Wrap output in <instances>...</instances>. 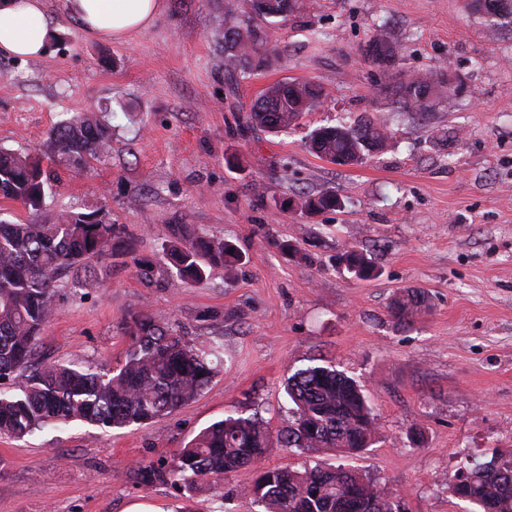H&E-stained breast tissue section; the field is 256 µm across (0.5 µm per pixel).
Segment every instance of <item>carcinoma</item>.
Instances as JSON below:
<instances>
[{"label":"carcinoma","instance_id":"carcinoma-1","mask_svg":"<svg viewBox=\"0 0 512 512\" xmlns=\"http://www.w3.org/2000/svg\"><path fill=\"white\" fill-rule=\"evenodd\" d=\"M303 7V0H266L263 6H252L251 16L224 28V50L235 60L241 79L271 66L275 48L269 30L277 14L296 17ZM387 78L385 92L394 103L420 112L430 109L439 89L449 85L441 70L411 81L393 72ZM273 89L274 96L260 95L239 116L241 132L286 133L303 115L299 100L311 111L325 97L314 82L278 83ZM383 128L370 118L322 126L310 134V147L330 163L351 156L359 165L370 156V144L387 139ZM48 141L49 159L80 169L111 149L108 127L83 113L53 126ZM48 176L39 158L0 153V199L28 210L25 220H0V381L19 380L14 388L0 390V434L20 439L75 421L124 429L172 413L208 386L216 363L190 347L171 324L145 310L129 314L123 322L129 343L113 369L94 370L78 358L33 363L39 335L57 314L55 296L60 289L98 279L103 258L136 252L124 226L104 214L51 213L45 203ZM338 202L335 193L326 191L304 196L301 207L319 213L337 208ZM166 256L178 279L197 282L205 278L207 268L230 263L236 251L221 239L185 229L170 241ZM342 257L361 280L375 271L372 260L355 249ZM420 307L421 299L408 294L393 303L391 314L408 323ZM285 391L293 404L288 426L274 434L255 416L229 413L179 450L170 478L189 491L205 480L217 487L256 464L275 444L347 454L371 445L375 424L363 389L332 363L296 370ZM449 492L476 507L475 512H512V458L467 460ZM242 498L248 508L261 505L265 512H394V501L372 480L332 465L262 468Z\"/></svg>","mask_w":512,"mask_h":512}]
</instances>
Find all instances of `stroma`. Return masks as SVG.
<instances>
[{"instance_id": "stroma-1", "label": "stroma", "mask_w": 512, "mask_h": 512, "mask_svg": "<svg viewBox=\"0 0 512 512\" xmlns=\"http://www.w3.org/2000/svg\"><path fill=\"white\" fill-rule=\"evenodd\" d=\"M229 4L245 14L251 0H163L154 25L123 42L85 35L55 8L42 56L0 54V148L44 157L48 130L75 112L110 124L107 155L52 166L47 207L105 210L156 260L145 278L115 256L99 280L57 293L38 360L116 367L122 323L142 308L197 351L224 350L196 399L149 424L0 436V512H244L253 470L190 493L166 473L227 413L286 426L284 380L319 359L362 385L375 418L374 442L343 465L400 512H469L449 480L468 458L512 451V18L489 27L473 0H305L274 28L273 65L232 86L218 43ZM382 31L401 75L444 65L453 91L423 113L397 108L366 57ZM279 81L327 97L294 130L240 135L239 113ZM368 117L389 139L365 163L310 151L316 128ZM324 190L340 208L293 207ZM179 224L233 244L240 262L180 282L158 260ZM347 248L372 257L378 277L341 266ZM409 291L424 306L400 324L389 307ZM149 465L165 476L145 485L137 471Z\"/></svg>"}]
</instances>
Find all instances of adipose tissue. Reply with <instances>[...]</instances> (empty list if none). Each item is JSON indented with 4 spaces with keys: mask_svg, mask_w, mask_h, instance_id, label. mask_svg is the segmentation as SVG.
<instances>
[{
    "mask_svg": "<svg viewBox=\"0 0 512 512\" xmlns=\"http://www.w3.org/2000/svg\"><path fill=\"white\" fill-rule=\"evenodd\" d=\"M69 18L85 34L121 41L151 27L162 0H65ZM49 27L46 0H0V52L41 54Z\"/></svg>",
    "mask_w": 512,
    "mask_h": 512,
    "instance_id": "obj_1",
    "label": "adipose tissue"
}]
</instances>
